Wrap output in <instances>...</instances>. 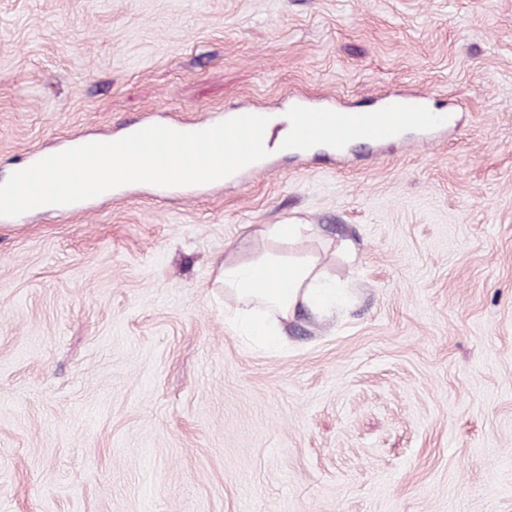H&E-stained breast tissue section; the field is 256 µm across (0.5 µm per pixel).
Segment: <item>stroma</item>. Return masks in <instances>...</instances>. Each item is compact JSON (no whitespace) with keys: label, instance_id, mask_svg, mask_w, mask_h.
I'll list each match as a JSON object with an SVG mask.
<instances>
[{"label":"stroma","instance_id":"35a3bbf8","mask_svg":"<svg viewBox=\"0 0 512 512\" xmlns=\"http://www.w3.org/2000/svg\"><path fill=\"white\" fill-rule=\"evenodd\" d=\"M293 91L457 129L0 223V512H512V0H0V181L156 112L260 104L276 141ZM247 224L313 225L351 304L249 344ZM268 157L265 158V159H262L260 161L254 162V163H252V164H250V165H248V166L238 170L237 172H235L231 176H228L226 178L217 180L215 182L208 183V184H200V185H188V186H185V187L186 188H193V187H198V186H221V185L224 184V182L232 181V180H239L242 177L256 178V177H259L261 175L268 174V172L271 170V165H270V163L268 161Z\"/></svg>","mask_w":512,"mask_h":512}]
</instances>
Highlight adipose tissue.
Returning a JSON list of instances; mask_svg holds the SVG:
<instances>
[{"instance_id": "obj_1", "label": "adipose tissue", "mask_w": 512, "mask_h": 512, "mask_svg": "<svg viewBox=\"0 0 512 512\" xmlns=\"http://www.w3.org/2000/svg\"><path fill=\"white\" fill-rule=\"evenodd\" d=\"M312 232L308 224L265 225L254 232L262 247L228 257L219 266L217 281L235 302L227 317L256 346L285 340V326L298 308L321 320L349 300L348 289L337 285L318 255L288 252V245Z\"/></svg>"}]
</instances>
